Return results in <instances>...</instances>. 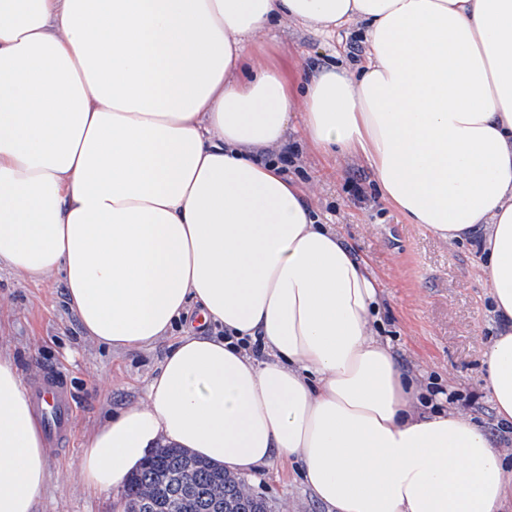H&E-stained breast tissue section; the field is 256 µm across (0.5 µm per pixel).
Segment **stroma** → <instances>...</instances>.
<instances>
[{"label": "stroma", "instance_id": "35a3bbf8", "mask_svg": "<svg viewBox=\"0 0 512 512\" xmlns=\"http://www.w3.org/2000/svg\"><path fill=\"white\" fill-rule=\"evenodd\" d=\"M275 34L282 47L281 72L293 91L303 75L357 65L366 53L357 24L337 29L327 40L284 18ZM295 165L289 176L302 186L305 203L323 223L335 226L342 244L378 279L383 296L374 329L391 344L399 367L455 393L453 411L472 416L497 436L484 350L498 324L481 270L478 234L450 243L426 225L408 223L382 199L375 172L361 158L332 159L304 145ZM172 343L166 337L128 351L98 345L68 307L59 275L33 283L0 268V353L15 361L29 387L43 367H58L73 397L66 443L46 448L49 475L36 512H123L122 488L95 493L85 487L82 445L108 413L145 402L148 382ZM248 483L273 512H325L291 459H274Z\"/></svg>", "mask_w": 512, "mask_h": 512}]
</instances>
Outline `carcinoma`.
<instances>
[{
  "label": "carcinoma",
  "mask_w": 512,
  "mask_h": 512,
  "mask_svg": "<svg viewBox=\"0 0 512 512\" xmlns=\"http://www.w3.org/2000/svg\"><path fill=\"white\" fill-rule=\"evenodd\" d=\"M193 468L195 481L184 482L187 468ZM124 512H205L203 505L229 501L232 512H271L267 502L252 493L248 482L216 467L181 448H161L124 485Z\"/></svg>",
  "instance_id": "cac0c4a2"
}]
</instances>
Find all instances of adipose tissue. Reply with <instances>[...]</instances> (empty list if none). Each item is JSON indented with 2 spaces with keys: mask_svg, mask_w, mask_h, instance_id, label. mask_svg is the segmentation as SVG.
Returning <instances> with one entry per match:
<instances>
[{
  "mask_svg": "<svg viewBox=\"0 0 512 512\" xmlns=\"http://www.w3.org/2000/svg\"><path fill=\"white\" fill-rule=\"evenodd\" d=\"M281 17L328 35L364 21L365 64L295 98ZM296 130L362 157L439 238L484 226L502 321L488 391L512 423V0H0V267L60 275L108 348L181 332L145 403L86 438L87 486L169 445L241 476L295 458L327 512H501L512 467L399 368L371 330L378 280L256 160ZM46 480L40 421L0 356V512H35Z\"/></svg>",
  "mask_w": 512,
  "mask_h": 512,
  "instance_id": "1",
  "label": "adipose tissue"
}]
</instances>
